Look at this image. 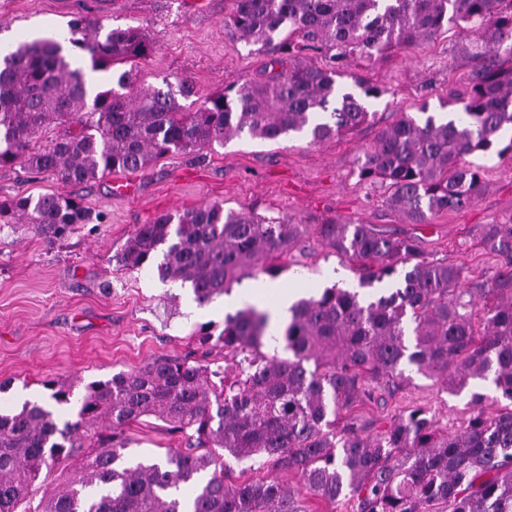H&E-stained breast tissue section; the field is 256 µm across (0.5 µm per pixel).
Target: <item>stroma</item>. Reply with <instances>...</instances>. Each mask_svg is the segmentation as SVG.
Returning a JSON list of instances; mask_svg holds the SVG:
<instances>
[{"mask_svg": "<svg viewBox=\"0 0 512 512\" xmlns=\"http://www.w3.org/2000/svg\"><path fill=\"white\" fill-rule=\"evenodd\" d=\"M231 9V0H0V32L20 43L60 33L76 18L136 26L153 43L152 52L132 64L138 81L159 86L187 75L204 98L253 77L263 64L244 44L225 39L224 17ZM475 50L471 29L452 27L432 41L351 64L339 88L354 90L359 78L382 91L368 102V122L354 131L319 143L242 137L164 156L131 174L135 190L127 195L113 190L122 177L118 171L64 185L48 173L0 167V200L62 194L95 216L50 247L24 226L0 231V411L20 409L27 396L46 398L50 380L68 382L82 395L89 382L198 352L200 329L220 332L230 313L225 299L198 306L181 282L161 280L152 268L125 270L114 260L138 225L163 214L216 202L247 213L285 214L299 224L336 218L373 224L397 236H418L427 256L461 267L464 285L486 280L496 261L479 245L476 231L512 216L511 163L493 152L475 156L484 184L477 203L433 214L424 226L407 223L389 208L385 183L359 177L382 128L424 104L439 111L441 101L469 86ZM277 282L307 293L336 283L354 286L358 278L347 260L309 237ZM483 394L476 406L470 392L449 395L415 373L393 399L363 415L380 426L403 410L424 407L453 432L476 411L492 415L500 409L494 388ZM128 434L129 455L136 460L161 459L184 445L152 417L141 418Z\"/></svg>", "mask_w": 512, "mask_h": 512, "instance_id": "stroma-1", "label": "stroma"}]
</instances>
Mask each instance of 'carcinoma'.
Wrapping results in <instances>:
<instances>
[{"instance_id": "cac0c4a2", "label": "carcinoma", "mask_w": 512, "mask_h": 512, "mask_svg": "<svg viewBox=\"0 0 512 512\" xmlns=\"http://www.w3.org/2000/svg\"><path fill=\"white\" fill-rule=\"evenodd\" d=\"M479 22L470 91L440 103L461 109L442 119L420 108L378 134L359 175L389 185L388 202L411 224L462 210L483 190L471 157L497 151L512 161V0H233L224 35L268 58V76L232 82L189 112L198 96L182 76L177 91L138 86L88 97L83 68L63 44L108 71L148 53L138 27L96 19L67 25L64 38L19 44L0 58V166L49 172L63 184L114 171L137 172L166 154L202 150L247 135L318 143L368 120L363 98L382 94L356 77L363 95L336 97L351 62L434 39L449 26ZM320 54L325 64L306 61ZM63 132L42 141L46 126ZM91 214L60 194L0 202V231L26 224L51 246ZM315 237L357 265L359 285L389 294L374 300L335 285L298 300L281 334L288 357L265 350L269 314L247 304L200 346L224 350L219 362L158 358L86 387L78 419L60 429L52 411L27 402L0 414V512H307L290 488L268 479L231 483L226 459L263 458L299 477L327 506L355 500L356 512H512V217L482 224L479 245L495 273L462 290V271L427 258L412 235H384L372 224H316ZM307 225L285 215L226 210L219 204L141 224L114 255L118 266L156 265L163 280L189 284L201 306L235 283L279 276ZM469 299H464V296ZM483 302V329L474 308ZM442 381L451 394L492 381L508 404L474 414L448 433L424 408L396 415L375 434L357 409L409 380ZM48 399L70 402L72 386L48 382ZM153 416L186 440L162 460L132 462L127 430ZM206 448L208 452L197 453ZM73 474L31 506L45 470ZM191 495H183L184 489Z\"/></svg>"}]
</instances>
